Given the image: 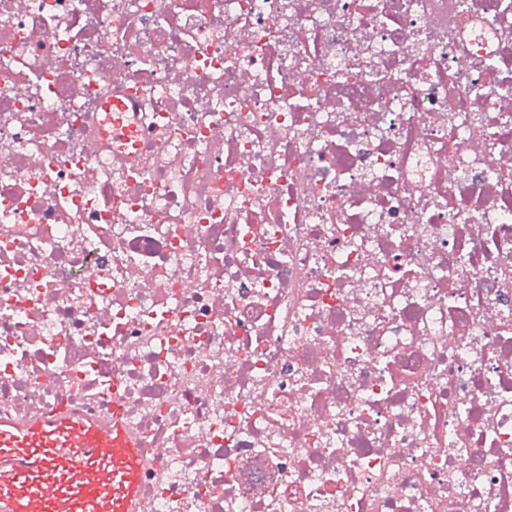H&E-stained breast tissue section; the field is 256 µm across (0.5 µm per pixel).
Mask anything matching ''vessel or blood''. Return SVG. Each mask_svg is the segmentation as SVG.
Listing matches in <instances>:
<instances>
[{"label": "vessel or blood", "mask_w": 512, "mask_h": 512, "mask_svg": "<svg viewBox=\"0 0 512 512\" xmlns=\"http://www.w3.org/2000/svg\"><path fill=\"white\" fill-rule=\"evenodd\" d=\"M143 465L116 417L0 418V512H138Z\"/></svg>", "instance_id": "vessel-or-blood-1"}]
</instances>
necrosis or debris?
Instances as JSON below:
<instances>
[{
  "instance_id": "obj_1",
  "label": "necrosis or debris",
  "mask_w": 512,
  "mask_h": 512,
  "mask_svg": "<svg viewBox=\"0 0 512 512\" xmlns=\"http://www.w3.org/2000/svg\"><path fill=\"white\" fill-rule=\"evenodd\" d=\"M62 405L162 512H512V0H0V415Z\"/></svg>"
}]
</instances>
